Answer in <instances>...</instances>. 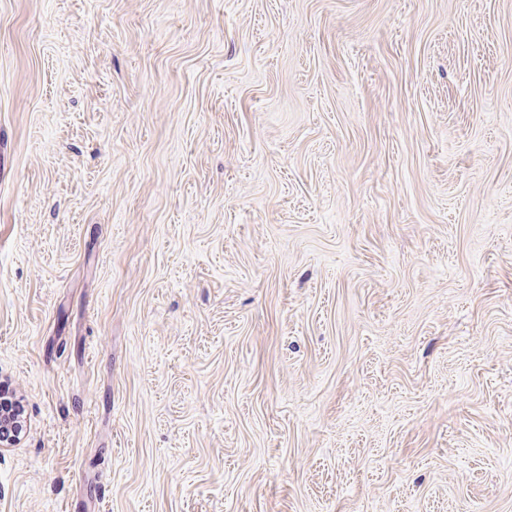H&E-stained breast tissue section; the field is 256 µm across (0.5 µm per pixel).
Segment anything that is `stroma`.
Masks as SVG:
<instances>
[{"label":"stroma","instance_id":"35a3bbf8","mask_svg":"<svg viewBox=\"0 0 512 512\" xmlns=\"http://www.w3.org/2000/svg\"><path fill=\"white\" fill-rule=\"evenodd\" d=\"M0 512H512V0H0ZM10 398L6 395L4 401L0 400V449L16 445V436L20 429V422L14 411L9 409Z\"/></svg>","mask_w":512,"mask_h":512}]
</instances>
